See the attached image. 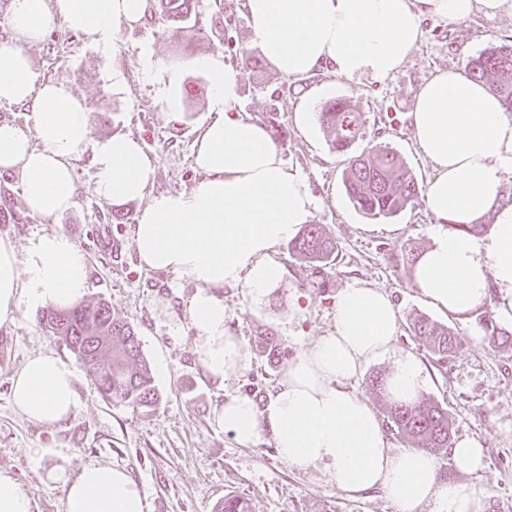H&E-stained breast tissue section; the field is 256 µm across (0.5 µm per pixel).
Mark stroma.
Listing matches in <instances>:
<instances>
[{
	"label": "stroma",
	"instance_id": "stroma-1",
	"mask_svg": "<svg viewBox=\"0 0 512 512\" xmlns=\"http://www.w3.org/2000/svg\"><path fill=\"white\" fill-rule=\"evenodd\" d=\"M196 12L204 30L200 38L155 19L132 29L118 26L106 47L59 25L29 50L39 77L69 85L85 101L90 146L74 161L76 206L50 223L28 213L19 175L0 171V197L15 212L13 222L0 223V236L10 238L21 255L33 237L51 231L65 233L84 250L85 301L107 300L113 316L133 326L160 400L149 409L108 404L82 362L41 323L40 311L22 314L16 325L0 327V468L30 491L33 512H63V487L48 477L53 460L32 454L46 447L60 449L74 473L88 463L125 467L145 491L150 512H214L228 495L247 498L252 512H397L381 490L348 495L319 470L281 461L272 440L238 446L216 421L229 395L245 394L262 406L273 393L283 366L268 360L261 336H272L290 357L310 348L335 328L337 293L359 278L387 292L398 308L394 355L420 360L423 393L447 409L454 437H476L483 446L478 475L460 473L451 456L440 453V476L480 490L483 512H512V347L472 338L478 320L463 323L437 311L414 287L400 247L410 243L423 250L430 243L435 219L423 198L393 217L373 219L354 207L344 187L350 155L379 145L396 151L419 185H426L432 169L412 139L409 118L415 91L436 70L462 68L487 47L511 45L512 18L479 14L448 24L424 19L419 49L395 76L375 83L325 74L290 77L268 62L246 65L261 51L244 11L228 27L221 26L213 0H198ZM217 54L239 72V108L261 123L271 115L278 120L282 156L306 178L315 200L311 221L334 238L339 252L335 266L325 267L299 259L284 244L276 253L288 270L281 285L259 299L243 287L224 289L226 328L242 342L248 368L221 385L205 376L191 335L173 336L167 326V314L181 312L195 284L142 266L131 229L145 201L115 205L99 199L90 164L94 145L125 134L138 139L153 160L154 192L197 188L204 175L193 147L213 117L211 77L198 62ZM166 69L179 73V84L163 87ZM306 98L316 112L342 98L362 114V135L351 154L331 149L318 120L300 123L297 110ZM173 112L179 121L170 120ZM421 315L466 336L446 364H437L413 335L412 322ZM46 351L73 362L79 378L75 416L52 425L27 419L11 402L15 372Z\"/></svg>",
	"mask_w": 512,
	"mask_h": 512
}]
</instances>
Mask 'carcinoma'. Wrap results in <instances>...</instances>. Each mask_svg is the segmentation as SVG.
I'll list each match as a JSON object with an SVG mask.
<instances>
[{
    "mask_svg": "<svg viewBox=\"0 0 512 512\" xmlns=\"http://www.w3.org/2000/svg\"><path fill=\"white\" fill-rule=\"evenodd\" d=\"M150 16L158 15L175 24H185L196 12L195 0H151ZM466 74L488 84L489 89L512 112V45L490 46L469 63ZM320 125L338 153H350L363 125L361 113L338 99L318 113ZM347 195L361 212L374 218L393 217L418 195V183L396 152L376 147L349 158L344 180ZM297 255L324 266L336 260V242L317 224L306 225L291 242ZM48 331L63 341L83 362L101 396L114 406L150 407L159 400L150 373L141 356L138 336L132 326L112 316V307L100 299L94 303L51 310L41 316ZM480 323L490 341L512 347V330L496 323L485 311ZM414 336L438 362L453 357L465 337L425 316L414 320ZM368 385L384 399L387 425L410 443L439 451L450 447L448 413L434 399L420 395L412 402L394 400L386 391V377L375 373ZM215 512H249L248 503L233 495Z\"/></svg>",
    "mask_w": 512,
    "mask_h": 512,
    "instance_id": "obj_1",
    "label": "carcinoma"
}]
</instances>
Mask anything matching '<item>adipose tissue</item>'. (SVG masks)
I'll use <instances>...</instances> for the list:
<instances>
[{
    "label": "adipose tissue",
    "instance_id": "ef3b65f1",
    "mask_svg": "<svg viewBox=\"0 0 512 512\" xmlns=\"http://www.w3.org/2000/svg\"><path fill=\"white\" fill-rule=\"evenodd\" d=\"M253 42L289 76L325 73L382 82L394 76L423 41L424 18L455 22L476 14L512 16V0H244ZM147 0H11L9 35L0 40V102L23 107L34 130L0 124V169L19 174L27 211L49 221L73 208V162L89 141V111L60 82L40 81L28 47L55 25L108 46L115 26L143 21ZM212 77L213 119L195 142L204 181L189 193H153L155 166L133 137L115 134L93 151L94 192L114 204L147 199L132 228L141 263L188 280L172 332L193 335V353L206 375L222 382L243 373L248 357L228 334L219 292L245 287L253 297L281 284L288 271L275 257L315 207L306 179L288 167L269 131L238 109V73L222 57L201 59ZM413 139L433 175L424 200L436 220L430 246L414 268V285L437 310L461 321L493 307L512 321V202L503 197L512 173V113L459 68L436 70L414 94ZM489 220L486 235L468 225ZM87 257L67 235L31 240L18 256L0 236V326L24 309L69 307L87 288ZM336 327L285 366L265 406L234 395L217 423L249 448L272 437L279 457L314 467L356 496L379 489L399 512H482L479 494L440 477L435 458L417 448L395 450L377 411L356 383L366 365L389 354L398 329L391 297L361 279L336 297ZM423 368L399 356L387 377L389 393L415 399ZM14 407L28 419L57 423L75 416L74 367L55 353L28 358L12 385ZM34 456L55 459L50 479L65 489L64 512H148L147 497L119 465L89 463L70 474L57 448Z\"/></svg>",
    "mask_w": 512,
    "mask_h": 512
}]
</instances>
